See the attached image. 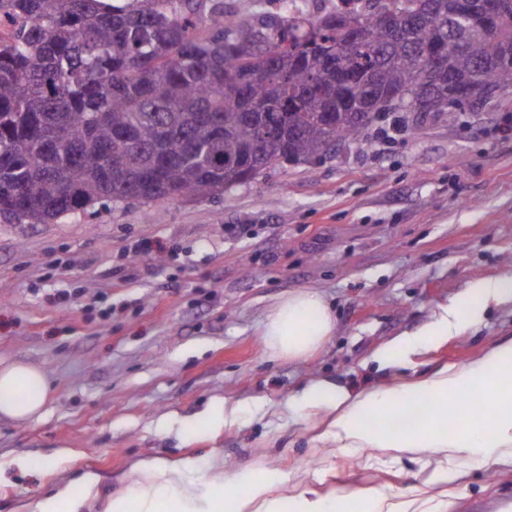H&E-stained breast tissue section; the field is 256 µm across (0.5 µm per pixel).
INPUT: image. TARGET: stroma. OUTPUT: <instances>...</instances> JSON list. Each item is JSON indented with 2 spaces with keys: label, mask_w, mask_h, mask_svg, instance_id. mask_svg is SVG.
<instances>
[{
  "label": "stroma",
  "mask_w": 512,
  "mask_h": 512,
  "mask_svg": "<svg viewBox=\"0 0 512 512\" xmlns=\"http://www.w3.org/2000/svg\"><path fill=\"white\" fill-rule=\"evenodd\" d=\"M512 274V93L427 119L400 141L290 161L212 199L108 204L54 224H0V361L42 369V418L0 417V512L84 472L101 497L144 459H220L230 473L293 472L328 494L376 486L445 512H512V462L428 486L424 455L317 447L310 382L358 393L407 380L382 365L476 283ZM318 292L331 336L276 359L260 336L290 293ZM512 341V301L416 357L428 374ZM244 404L219 426L223 407ZM34 466L19 469L17 459Z\"/></svg>",
  "instance_id": "stroma-1"
}]
</instances>
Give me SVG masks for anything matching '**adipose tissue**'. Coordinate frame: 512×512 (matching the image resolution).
Masks as SVG:
<instances>
[{
    "label": "adipose tissue",
    "mask_w": 512,
    "mask_h": 512,
    "mask_svg": "<svg viewBox=\"0 0 512 512\" xmlns=\"http://www.w3.org/2000/svg\"><path fill=\"white\" fill-rule=\"evenodd\" d=\"M483 305L442 306L416 339L399 340L389 361L413 368L418 350L462 326L478 323ZM334 319L313 291L288 294L266 316L262 336L272 355L302 358L331 336ZM469 393L464 411L449 415L448 403ZM49 393L45 373L23 363L0 364V416L26 422L42 414ZM296 403L325 411L330 422L323 441L350 452L379 448L433 457L429 481L456 476L454 462L474 460L479 449L496 460L512 458V341L458 368H442L410 382L351 394L314 383ZM125 491L103 500L101 512H410V503L377 488L343 489L326 496L293 484L288 474L264 467L231 474L215 461L185 457L173 463L145 460ZM98 477L89 473L81 490L71 485L28 502L22 512H81L99 499Z\"/></svg>",
    "instance_id": "adipose-tissue-1"
}]
</instances>
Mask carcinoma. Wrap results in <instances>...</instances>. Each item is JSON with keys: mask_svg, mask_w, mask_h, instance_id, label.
Listing matches in <instances>:
<instances>
[{"mask_svg": "<svg viewBox=\"0 0 512 512\" xmlns=\"http://www.w3.org/2000/svg\"><path fill=\"white\" fill-rule=\"evenodd\" d=\"M278 2L255 19L224 0H0V20L24 19L0 35V223L212 198L241 161L255 180L321 159L422 99L452 123L450 73L486 101L512 92V0L492 32L461 22L457 0H336L321 17ZM159 160L168 195L145 183Z\"/></svg>", "mask_w": 512, "mask_h": 512, "instance_id": "carcinoma-1", "label": "carcinoma"}]
</instances>
